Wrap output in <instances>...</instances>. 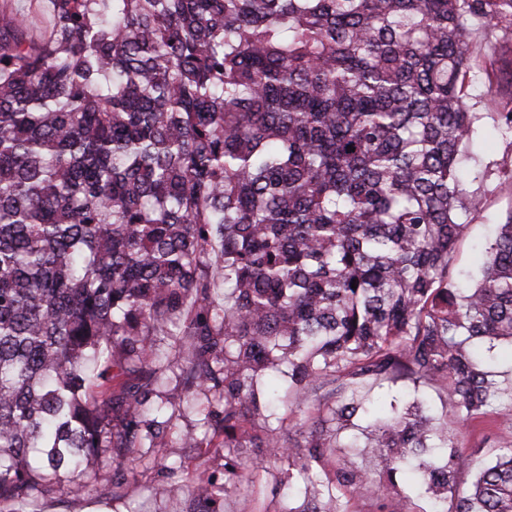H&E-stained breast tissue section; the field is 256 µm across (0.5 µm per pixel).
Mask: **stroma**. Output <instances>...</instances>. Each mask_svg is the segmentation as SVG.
I'll use <instances>...</instances> for the list:
<instances>
[{
  "mask_svg": "<svg viewBox=\"0 0 512 512\" xmlns=\"http://www.w3.org/2000/svg\"><path fill=\"white\" fill-rule=\"evenodd\" d=\"M471 94L479 112L494 111L499 99L512 95V55H503L490 73L473 86ZM471 149L476 158L465 161L464 179L467 187L482 197L483 208L460 243L454 268L458 275L473 268L476 255L512 210V189L503 185L501 178L502 168L512 165V140L496 135L485 126L475 134ZM202 428L203 422L196 410L183 411L173 419L161 447L145 449L142 469L124 473L127 480L140 484L136 499L113 498L114 477L107 470L82 496L58 489L30 503L29 508L31 512H182L181 505L154 495L153 489L174 483L190 487L203 477L223 482V450L206 452L179 445L183 432ZM464 443L466 447L480 449L481 460L490 462L494 448L512 444V423L488 416L484 422L470 427ZM274 486L271 476L262 475L256 494L241 491L226 496L223 512H280L284 502L281 495L275 494Z\"/></svg>",
  "mask_w": 512,
  "mask_h": 512,
  "instance_id": "35a3bbf8",
  "label": "stroma"
}]
</instances>
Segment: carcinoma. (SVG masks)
I'll return each mask as SVG.
<instances>
[{
  "label": "carcinoma",
  "instance_id": "1",
  "mask_svg": "<svg viewBox=\"0 0 512 512\" xmlns=\"http://www.w3.org/2000/svg\"><path fill=\"white\" fill-rule=\"evenodd\" d=\"M27 27L0 23V503L80 495L195 408L224 483L190 512L254 491L252 448L282 512H512V446L463 443L512 420V209L450 277L474 127L512 137L470 45L512 0H49ZM174 363L206 401L157 391ZM467 448H484L480 459L484 463L493 460L494 448L510 444L512 446V422L507 424L500 421L495 414H491L482 423H475L470 427L464 439Z\"/></svg>",
  "mask_w": 512,
  "mask_h": 512
}]
</instances>
